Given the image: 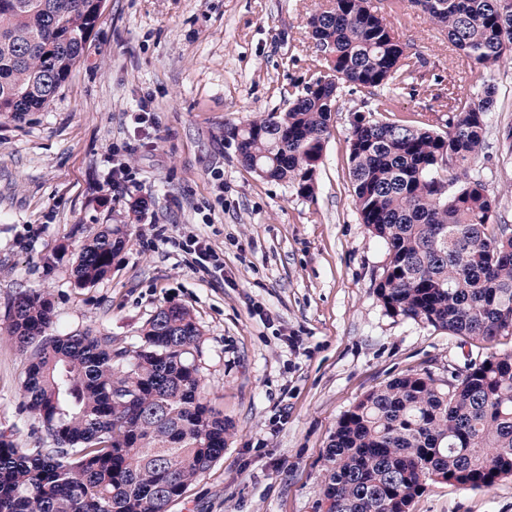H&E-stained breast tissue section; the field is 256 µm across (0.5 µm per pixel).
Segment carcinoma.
<instances>
[{"label": "carcinoma", "mask_w": 512, "mask_h": 512, "mask_svg": "<svg viewBox=\"0 0 512 512\" xmlns=\"http://www.w3.org/2000/svg\"><path fill=\"white\" fill-rule=\"evenodd\" d=\"M411 0L460 58L496 67L512 52V4ZM103 0H0V114L42 110L80 60ZM315 56L288 107L233 133L245 166L314 195L340 85L373 95L349 143L353 201L387 259L374 294L392 317L493 347L463 372L413 370L366 392L339 420L326 450L331 512H411L431 483L480 490L512 477V227L493 223L496 200L469 176L485 146L492 88L448 98L437 131L386 117L378 90L404 81L406 45L370 0H333L310 16ZM458 185L454 191L449 187ZM121 229L95 234L75 276L103 280ZM51 303L19 294L3 340L28 354L24 409L45 439L20 448L0 430V512H168L224 456V417L203 394L200 329L166 305L131 350L92 330L61 335Z\"/></svg>", "instance_id": "cac0c4a2"}]
</instances>
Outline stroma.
Masks as SVG:
<instances>
[{"label":"stroma","mask_w":512,"mask_h":512,"mask_svg":"<svg viewBox=\"0 0 512 512\" xmlns=\"http://www.w3.org/2000/svg\"><path fill=\"white\" fill-rule=\"evenodd\" d=\"M330 0H105L83 55L41 111L0 115V332L22 292L52 304L57 329L93 328L123 350L157 310L188 308L202 336L208 401L230 431L223 457L169 512H324L322 469L336 424L365 392L410 370L446 378L476 350L388 315L373 292L386 258L354 206L347 140L371 96L342 87L313 197L259 177L231 133L280 111L309 76L307 20ZM414 61L394 116L443 128L448 98L496 88L485 148L470 174L512 225V57L491 71L458 58L411 0H371ZM153 122L138 128L140 101ZM130 181L114 183L113 164ZM120 226L111 274L75 283L86 240ZM194 234L224 274L193 271ZM28 360L0 343V428L33 447L23 408ZM412 512H512V477L482 490L430 484Z\"/></svg>","instance_id":"1"}]
</instances>
